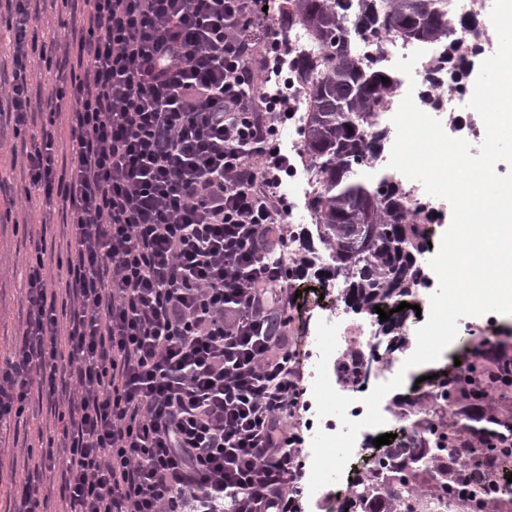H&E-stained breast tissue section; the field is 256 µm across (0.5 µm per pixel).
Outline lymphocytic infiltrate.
<instances>
[{
	"label": "lymphocytic infiltrate",
	"mask_w": 512,
	"mask_h": 512,
	"mask_svg": "<svg viewBox=\"0 0 512 512\" xmlns=\"http://www.w3.org/2000/svg\"><path fill=\"white\" fill-rule=\"evenodd\" d=\"M265 3L62 0L66 34L44 45L39 8L6 0L0 118L24 132L31 79H51L19 165L25 199L59 202L69 239L62 255L32 241L0 433L47 401L58 441L40 467L60 470L65 512H298L305 388L276 143L289 115L258 84ZM40 473L17 512H41Z\"/></svg>",
	"instance_id": "obj_1"
}]
</instances>
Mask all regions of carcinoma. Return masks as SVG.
<instances>
[{
    "label": "carcinoma",
    "instance_id": "1",
    "mask_svg": "<svg viewBox=\"0 0 512 512\" xmlns=\"http://www.w3.org/2000/svg\"><path fill=\"white\" fill-rule=\"evenodd\" d=\"M286 34L302 30L310 46L291 50L293 69L309 99L303 151L316 170L317 188L307 205L317 217L315 232L304 233L299 251L303 269L322 286L338 283L355 314L390 308L398 298L425 284L417 256L428 249L433 212L412 216L407 194L394 175L374 168L387 143V129L370 121L397 79L360 53L358 36L377 42L387 35L416 34L441 47L448 70L426 78L438 87L443 75L460 82L470 69L468 48L446 42L448 0H286ZM388 82H382V79ZM333 249L332 262L316 264L315 242ZM342 380L356 384L367 375L364 357L343 359ZM497 400L488 407L461 409L468 394L491 387ZM437 397L448 404V420L437 428L422 420V436L394 450L388 462L356 479L357 489L340 512H435L460 497L482 512H512V497L498 492L512 466V389L497 386L482 354L466 367L437 379Z\"/></svg>",
    "mask_w": 512,
    "mask_h": 512
}]
</instances>
